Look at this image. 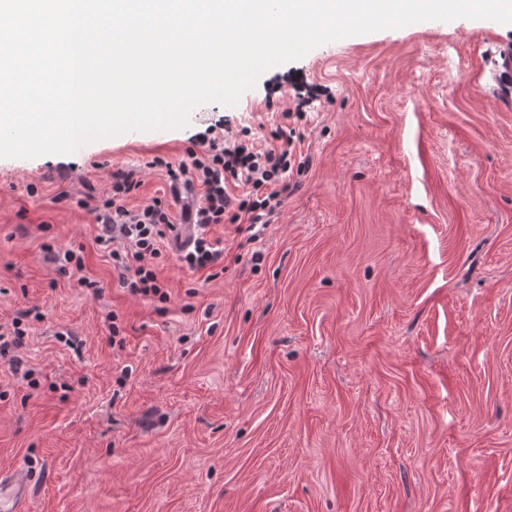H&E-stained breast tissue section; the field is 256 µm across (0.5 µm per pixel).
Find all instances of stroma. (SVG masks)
Masks as SVG:
<instances>
[{
  "mask_svg": "<svg viewBox=\"0 0 512 512\" xmlns=\"http://www.w3.org/2000/svg\"><path fill=\"white\" fill-rule=\"evenodd\" d=\"M489 19L355 35L264 72L237 105L69 155L0 158V472L26 512H512V108L486 90ZM312 88L308 170L278 219L209 232L224 272L169 248L167 302L96 246L113 172L280 122ZM81 255L82 273L45 262ZM100 282L99 294L79 276ZM120 343H113V336ZM19 322L17 320L13 321V336L10 340L5 338V334L0 333V357H5L9 355V362L11 366L18 367L22 363V359L17 355H10V353H14L16 349L21 346V340L24 336V330L20 328ZM32 492L31 478L26 470L0 475V511L16 512L28 500Z\"/></svg>",
  "mask_w": 512,
  "mask_h": 512,
  "instance_id": "35a3bbf8",
  "label": "stroma"
}]
</instances>
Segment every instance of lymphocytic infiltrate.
Listing matches in <instances>:
<instances>
[{"label":"lymphocytic infiltrate","mask_w":512,"mask_h":512,"mask_svg":"<svg viewBox=\"0 0 512 512\" xmlns=\"http://www.w3.org/2000/svg\"><path fill=\"white\" fill-rule=\"evenodd\" d=\"M282 124L271 128L263 140L246 136H216L191 152L190 163L173 164L156 156L148 168L164 169L172 201L153 198L136 209L125 200L139 181L131 173L112 175L110 196L96 210V244L109 251L121 282L130 294L168 300L158 271L152 265L169 245L168 237L183 222L205 228L214 224H265L281 207L293 176L303 174L310 159L294 147L288 121L304 118L302 108L282 114ZM180 203L181 216L173 218L172 205ZM180 262L193 271H214L224 262L218 242L203 236L180 248Z\"/></svg>","instance_id":"f902f5d3"}]
</instances>
